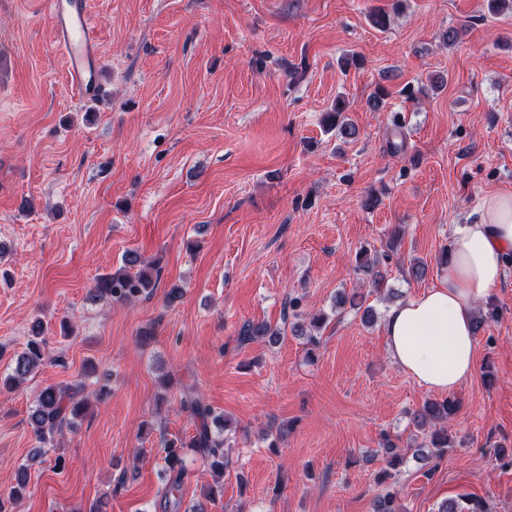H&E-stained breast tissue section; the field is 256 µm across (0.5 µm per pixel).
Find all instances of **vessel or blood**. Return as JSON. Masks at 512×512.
I'll list each match as a JSON object with an SVG mask.
<instances>
[{"label": "vessel or blood", "mask_w": 512, "mask_h": 512, "mask_svg": "<svg viewBox=\"0 0 512 512\" xmlns=\"http://www.w3.org/2000/svg\"><path fill=\"white\" fill-rule=\"evenodd\" d=\"M58 47L69 81L78 98L92 99L99 92V53L95 26L84 0H48Z\"/></svg>", "instance_id": "b4317fda"}]
</instances>
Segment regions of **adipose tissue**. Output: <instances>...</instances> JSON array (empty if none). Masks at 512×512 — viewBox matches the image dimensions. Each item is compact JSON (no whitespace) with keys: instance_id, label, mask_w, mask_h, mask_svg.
Here are the masks:
<instances>
[{"instance_id":"obj_1","label":"adipose tissue","mask_w":512,"mask_h":512,"mask_svg":"<svg viewBox=\"0 0 512 512\" xmlns=\"http://www.w3.org/2000/svg\"><path fill=\"white\" fill-rule=\"evenodd\" d=\"M482 213L481 223L457 227L439 283L391 308L383 323L392 362L440 392L472 376L477 301L501 284L512 262V196L485 197Z\"/></svg>"}]
</instances>
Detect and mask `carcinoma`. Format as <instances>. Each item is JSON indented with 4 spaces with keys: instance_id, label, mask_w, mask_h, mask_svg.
<instances>
[{
    "instance_id": "carcinoma-1",
    "label": "carcinoma",
    "mask_w": 512,
    "mask_h": 512,
    "mask_svg": "<svg viewBox=\"0 0 512 512\" xmlns=\"http://www.w3.org/2000/svg\"><path fill=\"white\" fill-rule=\"evenodd\" d=\"M159 276L154 269L140 264V257L134 251L126 253L123 266L110 274L101 275L94 281L91 295L94 299L107 302H129L153 293L157 287ZM326 322V316H315L311 320L314 333L309 335L306 358L314 359L315 350L320 345L319 333ZM282 330L272 327L265 321L248 322L240 331V340L252 341L268 338L277 341ZM42 324L33 329V338L26 342L25 348L16 355L12 373L8 383L16 385L25 380L43 361L45 357V341ZM84 385L75 382L70 385H49L41 389L35 400V407L30 413V424L38 442L45 444L55 434L65 428L75 426L74 419L84 408ZM181 407L190 412L195 419V434L189 440H168L164 448L163 462L169 472V483L164 496L158 505L162 512L180 508L181 491L186 477L184 465L187 451L191 450L208 461V467L217 475L216 484L202 490L206 500L224 492V439L213 436L211 425L223 426L224 416L215 413L214 409L195 395V388L186 386L181 392ZM461 401L456 397L442 400H427L422 408L414 413L412 422L422 434V440L415 444L413 456L428 466L431 473L438 467L440 460L448 450V422L460 411ZM383 453L390 468L403 464L408 450L399 448L389 437L382 441ZM374 512H401L396 504V493L387 492L376 497ZM439 512H488L485 502L475 500L468 495L448 500L440 507Z\"/></svg>"
}]
</instances>
